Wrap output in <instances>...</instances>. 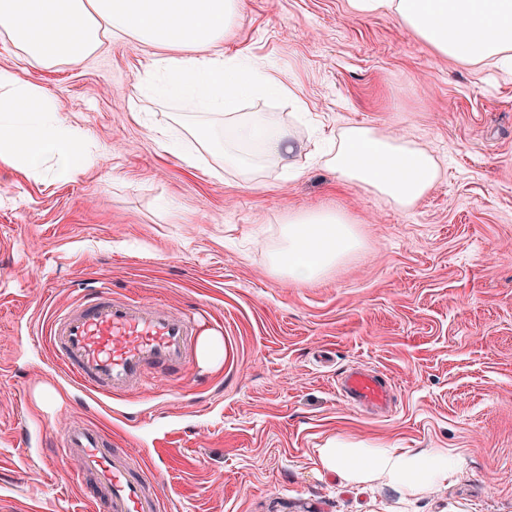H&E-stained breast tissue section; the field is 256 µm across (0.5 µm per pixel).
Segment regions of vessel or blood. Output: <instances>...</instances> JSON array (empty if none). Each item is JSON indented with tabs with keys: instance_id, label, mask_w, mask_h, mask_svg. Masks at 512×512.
Returning a JSON list of instances; mask_svg holds the SVG:
<instances>
[{
	"instance_id": "obj_1",
	"label": "vessel or blood",
	"mask_w": 512,
	"mask_h": 512,
	"mask_svg": "<svg viewBox=\"0 0 512 512\" xmlns=\"http://www.w3.org/2000/svg\"><path fill=\"white\" fill-rule=\"evenodd\" d=\"M194 333L190 319L163 303L116 298L105 284L89 283L77 302L54 313L43 341L65 379L108 407L138 389L149 368L183 366ZM342 386L363 406L384 407L390 399L386 381L360 369L350 370ZM61 454L80 460L103 512H162L154 472L125 451L107 447L96 425L70 424Z\"/></svg>"
}]
</instances>
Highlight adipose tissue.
<instances>
[{"label": "adipose tissue", "mask_w": 512, "mask_h": 512, "mask_svg": "<svg viewBox=\"0 0 512 512\" xmlns=\"http://www.w3.org/2000/svg\"><path fill=\"white\" fill-rule=\"evenodd\" d=\"M357 16L382 14L437 53L465 63L512 67V0H348ZM240 17V0H0V37L33 66L82 63L105 37H128L161 49L139 79L144 102L175 97L230 131L199 148L222 157L244 188L275 166L300 176L293 157L303 148L295 132L269 112H245L258 94L300 103L294 86L272 69L224 58L225 36ZM100 160L83 131L67 123L41 86L0 68V164L26 177L50 171L66 183ZM344 184L364 187L402 210L412 209L440 179L433 153L376 126L346 125L324 160ZM360 237L344 213L327 208L288 212L271 267L292 281L323 276L359 249ZM321 468L348 483L381 482L415 495L446 483L455 456L445 448L417 452L328 440L317 449Z\"/></svg>", "instance_id": "ef3b65f1"}]
</instances>
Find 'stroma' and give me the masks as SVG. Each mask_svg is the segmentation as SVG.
Instances as JSON below:
<instances>
[{"label": "stroma", "instance_id": "35a3bbf8", "mask_svg": "<svg viewBox=\"0 0 512 512\" xmlns=\"http://www.w3.org/2000/svg\"><path fill=\"white\" fill-rule=\"evenodd\" d=\"M225 57L278 71L305 103L258 97L305 147L303 176L267 168L253 189L198 154L173 99L139 111L153 47L109 39L80 65H29L0 41V68L44 87L100 151L69 183L0 166V512H94L79 462L55 449L70 423L102 428L155 471L172 512H512V74L437 54L347 0H242ZM348 123L409 135L443 179L403 211L308 162ZM347 212L361 247L325 277L269 271L288 210ZM157 300L197 336H221L219 368L198 345L176 379L147 375L97 412L38 340L85 284ZM380 375L390 408L366 411L341 380ZM343 438L459 448L444 485L412 498L352 485L315 451Z\"/></svg>", "mask_w": 512, "mask_h": 512}]
</instances>
